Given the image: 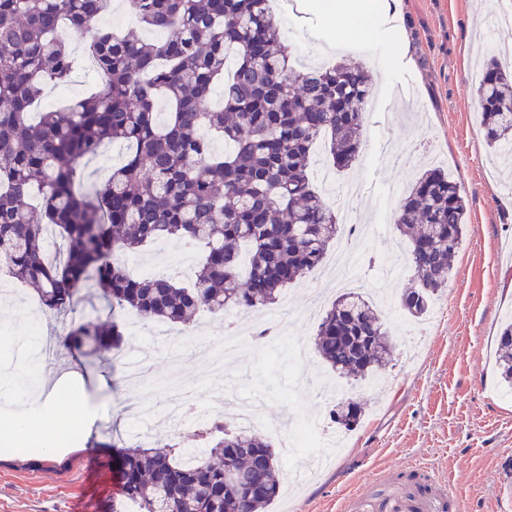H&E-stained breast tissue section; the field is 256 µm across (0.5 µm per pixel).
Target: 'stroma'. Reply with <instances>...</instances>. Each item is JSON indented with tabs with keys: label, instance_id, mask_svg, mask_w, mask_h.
<instances>
[{
	"label": "stroma",
	"instance_id": "stroma-1",
	"mask_svg": "<svg viewBox=\"0 0 512 512\" xmlns=\"http://www.w3.org/2000/svg\"><path fill=\"white\" fill-rule=\"evenodd\" d=\"M288 3L277 0V19L301 57L324 56L334 64L353 60L376 80V110L368 115L356 164L363 177L357 209L364 223L378 226L357 251L366 288L380 286V273L390 265L399 268L392 293H400L411 275L407 242L394 224L399 203L388 198V188H409L426 166L440 167L462 187L467 228L448 286L434 302L438 321L431 325L400 306L380 305L395 344L390 364L379 374L384 387L374 391L366 380L340 381L342 392L364 408L360 425L329 466L287 484L268 512H336L351 485L358 495L347 512H435L432 496L442 478L448 512L462 504L473 512H498V467L512 458V400L504 396L495 362L501 325L512 317V192L500 188V160L486 142L477 87L483 63L499 49L512 48V23L486 30L491 17L512 11V0H399L402 25L412 35L404 57L393 54L392 39L376 18H356L350 29L360 44L341 52L331 44L343 31L325 13L310 8L300 18ZM400 80L408 98H390L392 84ZM189 250L185 241L160 239L121 259L129 268L164 271L184 282L189 275L173 259ZM318 289L310 275L286 288L290 317L283 337L256 341L245 357L224 359L221 369L204 372L183 339L162 343L145 323L140 335H125L123 351L150 357L154 384L127 386L114 351L92 354L82 347L51 363L54 372H74L59 396L46 402L0 397V423H21L18 447L42 454L39 466L31 467L0 446V512H107L121 494L122 480L103 442L125 435L132 410L165 402L171 373L201 393L219 389L243 400L261 394L270 420L316 414L314 394L294 399L290 390L298 377L317 386L327 371L314 353L294 368L288 350L294 341H309L314 331L300 313ZM27 305L41 318L52 317L30 289L0 299V362L17 359L35 338L21 317ZM81 407L108 412V427L75 426L72 415ZM412 465L427 467L429 476L413 480Z\"/></svg>",
	"mask_w": 512,
	"mask_h": 512
}]
</instances>
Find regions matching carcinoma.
Here are the masks:
<instances>
[{
	"mask_svg": "<svg viewBox=\"0 0 512 512\" xmlns=\"http://www.w3.org/2000/svg\"><path fill=\"white\" fill-rule=\"evenodd\" d=\"M111 2L0 0V265L57 316L72 315L85 288L114 317L110 327L97 317L70 321L58 337L66 351L85 342L119 348L115 317L125 311L188 330L203 309L264 308L316 270L338 221L311 179L313 148L325 138L333 168L349 169L374 92L359 63L292 69L271 0H132L142 25L165 32L149 43L94 26ZM63 26L92 29L88 57L101 86L33 121L45 86L67 82L76 67ZM220 82L221 108L203 110ZM477 92L489 146H512V72L489 60ZM160 98L169 107L163 120ZM214 134L224 139L222 154ZM109 141L126 144L123 164L81 191L85 165ZM466 210L461 186L438 167L404 194L394 223L410 242L413 275L399 297L409 316L426 315L448 287ZM162 238L201 249L188 283L134 278L113 260ZM312 345L338 379L374 376L393 351L362 292L336 296ZM497 364L512 386V322L501 328ZM329 418L352 431L362 405L337 398ZM203 436L206 449L190 464L171 439L148 448L102 444L122 467L123 499L140 512H266L283 483L273 445L217 417ZM228 470L241 475L233 487L224 483ZM257 483L261 494L251 492Z\"/></svg>",
	"mask_w": 512,
	"mask_h": 512,
	"instance_id": "cac0c4a2",
	"label": "carcinoma"
}]
</instances>
